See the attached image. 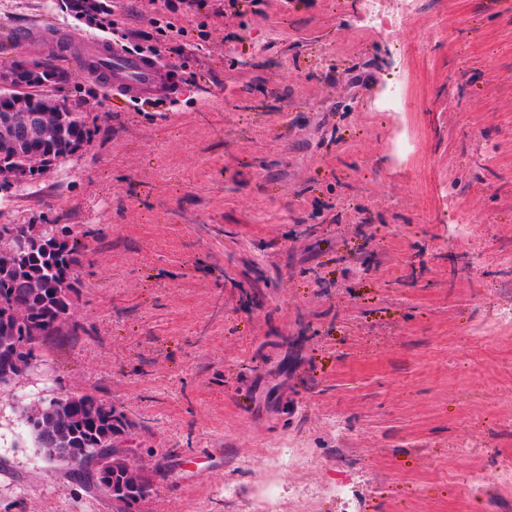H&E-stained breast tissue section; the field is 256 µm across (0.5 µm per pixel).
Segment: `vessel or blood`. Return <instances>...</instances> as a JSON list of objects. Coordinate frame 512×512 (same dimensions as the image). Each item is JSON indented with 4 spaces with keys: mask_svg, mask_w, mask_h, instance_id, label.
Listing matches in <instances>:
<instances>
[{
    "mask_svg": "<svg viewBox=\"0 0 512 512\" xmlns=\"http://www.w3.org/2000/svg\"><path fill=\"white\" fill-rule=\"evenodd\" d=\"M25 39L37 47L48 43L64 53L79 51L81 64L104 74L113 96L120 99L152 100L170 95L175 88L171 72L159 67L152 57L132 54L116 45L106 46L94 36L77 41L70 34L39 23L27 29Z\"/></svg>",
    "mask_w": 512,
    "mask_h": 512,
    "instance_id": "1",
    "label": "vessel or blood"
}]
</instances>
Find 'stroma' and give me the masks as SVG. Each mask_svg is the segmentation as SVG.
Listing matches in <instances>:
<instances>
[{
  "label": "stroma",
  "instance_id": "35a3bbf8",
  "mask_svg": "<svg viewBox=\"0 0 512 512\" xmlns=\"http://www.w3.org/2000/svg\"><path fill=\"white\" fill-rule=\"evenodd\" d=\"M84 4L0 5V63L49 59L45 92L95 129L0 206L92 254L78 330L0 389V512H114L21 419L71 392L134 422L139 464L161 456L138 512H250L286 441L282 512H512V329L468 335L512 302V0H416L396 29L361 0H182L163 43L165 0H102L179 83L135 104L26 43L40 19L98 34Z\"/></svg>",
  "mask_w": 512,
  "mask_h": 512
}]
</instances>
